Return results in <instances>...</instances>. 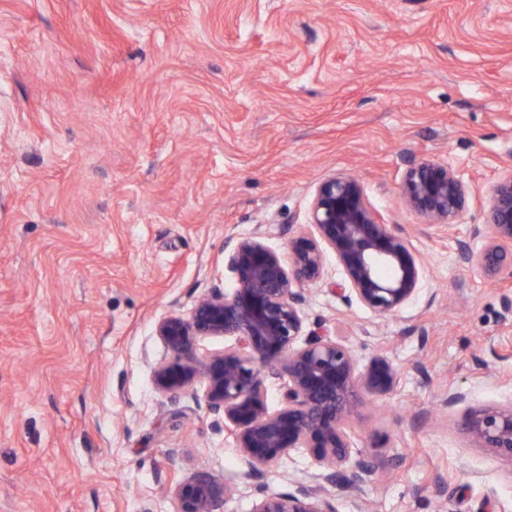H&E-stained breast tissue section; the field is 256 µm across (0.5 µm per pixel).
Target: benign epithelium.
<instances>
[{"mask_svg": "<svg viewBox=\"0 0 512 512\" xmlns=\"http://www.w3.org/2000/svg\"><path fill=\"white\" fill-rule=\"evenodd\" d=\"M402 199L424 223L451 225L468 195L451 168L419 161L407 171ZM474 234L483 245L460 244L461 260L489 278L512 275V174L491 188ZM328 253L345 276L348 298L376 315L400 311L419 290L418 251L380 222L358 180L334 175L318 185L308 227L288 239V258L261 233L235 240L226 261L232 292L215 288L189 316L170 314L156 325L170 351L153 367L157 390L172 398L203 384L205 407L235 436L247 476L276 469L295 448L313 458L315 471L295 491L264 494L251 512H336L328 488L340 482L360 488L377 473L371 456L353 450L345 425L365 399L394 391L398 370L385 356L361 367L336 335L306 331L298 286L322 281ZM211 336L233 343L202 358L197 341ZM273 380L283 381V404L275 410L267 399ZM465 430L475 445L512 460V406L472 410ZM230 499L223 481L191 478L176 487L173 512H219Z\"/></svg>", "mask_w": 512, "mask_h": 512, "instance_id": "1", "label": "benign epithelium"}]
</instances>
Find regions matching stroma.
<instances>
[{"label": "stroma", "instance_id": "obj_1", "mask_svg": "<svg viewBox=\"0 0 512 512\" xmlns=\"http://www.w3.org/2000/svg\"><path fill=\"white\" fill-rule=\"evenodd\" d=\"M419 160L467 186L452 226L403 203ZM335 174L425 263L392 316L331 256L302 292L308 329L399 371L346 424L381 474L336 512H512V461L463 429L512 406V278L458 256L512 174V0H0V512H172L204 472L250 512L314 471L247 477L203 387L156 390L155 326L231 292L228 238L287 254Z\"/></svg>", "mask_w": 512, "mask_h": 512}]
</instances>
